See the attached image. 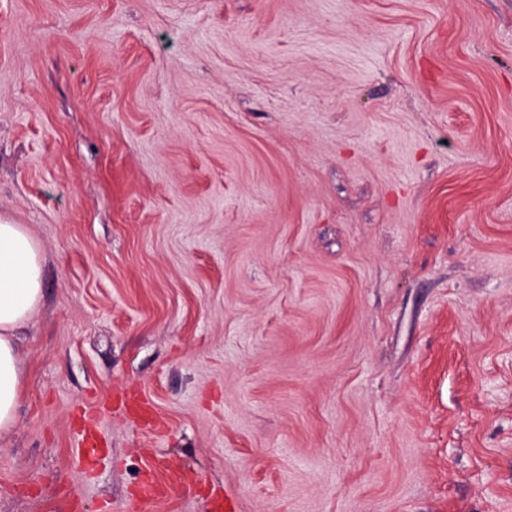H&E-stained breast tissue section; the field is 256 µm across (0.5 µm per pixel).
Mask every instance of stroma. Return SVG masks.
<instances>
[{"label":"stroma","instance_id":"obj_1","mask_svg":"<svg viewBox=\"0 0 512 512\" xmlns=\"http://www.w3.org/2000/svg\"><path fill=\"white\" fill-rule=\"evenodd\" d=\"M0 219V512H512V0H0ZM42 296L39 245L26 226L0 219V435L12 428L21 398L18 332Z\"/></svg>","mask_w":512,"mask_h":512}]
</instances>
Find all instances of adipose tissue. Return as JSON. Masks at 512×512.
I'll return each mask as SVG.
<instances>
[{
    "instance_id": "obj_1",
    "label": "adipose tissue",
    "mask_w": 512,
    "mask_h": 512,
    "mask_svg": "<svg viewBox=\"0 0 512 512\" xmlns=\"http://www.w3.org/2000/svg\"><path fill=\"white\" fill-rule=\"evenodd\" d=\"M41 296L37 240L26 226L0 220V435L12 428L21 398L18 332Z\"/></svg>"
}]
</instances>
